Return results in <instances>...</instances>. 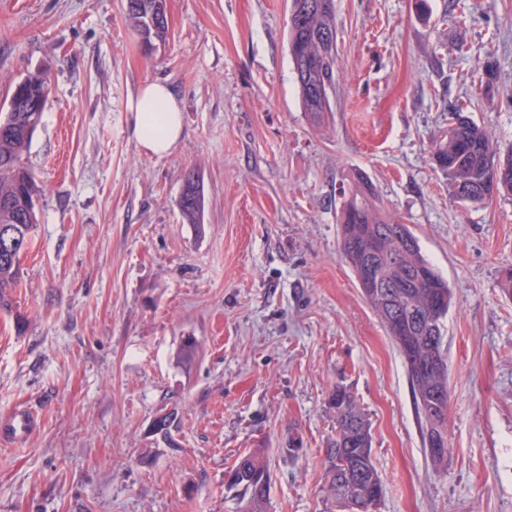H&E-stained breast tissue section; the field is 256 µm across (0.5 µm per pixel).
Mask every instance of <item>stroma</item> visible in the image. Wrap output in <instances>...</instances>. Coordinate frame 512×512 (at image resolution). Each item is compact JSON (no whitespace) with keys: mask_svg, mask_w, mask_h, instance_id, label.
I'll list each match as a JSON object with an SVG mask.
<instances>
[{"mask_svg":"<svg viewBox=\"0 0 512 512\" xmlns=\"http://www.w3.org/2000/svg\"><path fill=\"white\" fill-rule=\"evenodd\" d=\"M289 0H167L146 49L125 0H0V103L51 83L26 155L43 187L13 310L0 312V512H235L225 473L259 450L267 512H330L334 386L371 426L377 512H512V197L461 206L432 160L448 111L512 149V0H334L332 110L312 123ZM494 60L496 80L482 66ZM167 82L184 134L155 157L131 133L141 83ZM198 179L196 223L178 202ZM376 187L447 280V465L409 375L340 256L343 190ZM196 353L177 359L185 338ZM176 411L172 441L151 430ZM39 422L37 410L21 404L0 417V441L21 446L37 429Z\"/></svg>","mask_w":512,"mask_h":512,"instance_id":"stroma-1","label":"stroma"}]
</instances>
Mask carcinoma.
I'll list each match as a JSON object with an SVG mask.
<instances>
[{
  "instance_id": "carcinoma-1",
  "label": "carcinoma",
  "mask_w": 512,
  "mask_h": 512,
  "mask_svg": "<svg viewBox=\"0 0 512 512\" xmlns=\"http://www.w3.org/2000/svg\"><path fill=\"white\" fill-rule=\"evenodd\" d=\"M288 47L302 109L319 122L331 111L327 86L336 81V44L325 35L336 33L334 0H291ZM129 24L148 43L166 41L169 33L166 0H126ZM29 95L47 96L48 80L30 75L22 80ZM471 100L458 102L448 116V129L436 141L433 161L448 179L449 200L480 203L512 196V150L502 153L487 130L467 115ZM32 113L21 102L0 112V244L4 235L16 243L15 253L0 251V309L12 310L11 288L18 284L19 257L32 240L38 224L36 199L43 187L24 162L35 130L29 129ZM183 215L192 223L202 209L200 190L182 193ZM341 255L354 276L369 259L379 266V283L357 281L361 294L394 341L406 365L415 403L424 422V439L448 434V381L441 383L423 372L430 359H447L444 321L451 294L448 283L422 254L408 225L386 218L376 204L373 183L361 175L345 199L340 217ZM413 247L405 248L406 241ZM336 409V438L324 450V489L338 512L348 499L372 495L373 507L384 497V488L373 463L372 434L354 394L338 385L332 393ZM173 412L158 416L152 431L167 439L177 427ZM267 461L258 451L238 457L227 472L224 489L236 512H267L271 490Z\"/></svg>"
}]
</instances>
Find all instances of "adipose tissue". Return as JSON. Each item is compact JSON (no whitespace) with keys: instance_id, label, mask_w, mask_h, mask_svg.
<instances>
[{"instance_id":"1","label":"adipose tissue","mask_w":512,"mask_h":512,"mask_svg":"<svg viewBox=\"0 0 512 512\" xmlns=\"http://www.w3.org/2000/svg\"><path fill=\"white\" fill-rule=\"evenodd\" d=\"M132 134L148 154L161 157L179 142L183 131L181 103L165 82L143 83L130 101Z\"/></svg>"}]
</instances>
